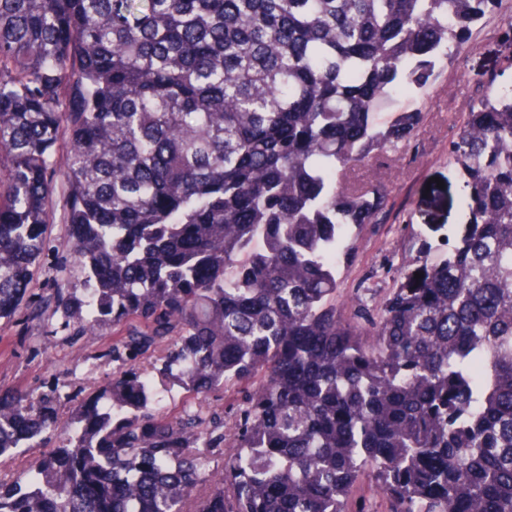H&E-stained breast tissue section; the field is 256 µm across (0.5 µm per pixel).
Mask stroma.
<instances>
[{
	"label": "stroma",
	"mask_w": 512,
	"mask_h": 512,
	"mask_svg": "<svg viewBox=\"0 0 512 512\" xmlns=\"http://www.w3.org/2000/svg\"><path fill=\"white\" fill-rule=\"evenodd\" d=\"M502 25L500 15L485 16L473 28V39L480 45L477 53L441 63L426 87L385 104L388 112H422L423 125L409 142L374 156L358 171L360 179L384 187L395 211L365 229L357 258L340 271L339 297H366L374 284L372 253L397 267L416 250V232H423L434 245L455 235L461 222L457 202L462 182L457 168L448 162V140L457 131L454 113L469 99L485 94L489 75H496L498 83H512V69L500 64L511 50L497 35ZM434 177L441 179V186H430ZM77 330V323L63 325L57 314L39 321L24 317L9 327L13 375L34 387L59 379L65 411L81 402L88 380L102 383L112 377V357L107 353L111 326H103L93 343L77 338Z\"/></svg>",
	"instance_id": "35a3bbf8"
}]
</instances>
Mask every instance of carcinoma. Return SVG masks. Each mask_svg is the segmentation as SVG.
I'll return each instance as SVG.
<instances>
[{
  "label": "carcinoma",
  "mask_w": 512,
  "mask_h": 512,
  "mask_svg": "<svg viewBox=\"0 0 512 512\" xmlns=\"http://www.w3.org/2000/svg\"><path fill=\"white\" fill-rule=\"evenodd\" d=\"M496 2L0 0V339L36 296L117 364L65 415L0 356V512H512V86L467 102L417 284L360 328L334 265L393 208L347 173L423 121L380 108ZM57 193L78 299L37 272Z\"/></svg>",
  "instance_id": "1"
}]
</instances>
